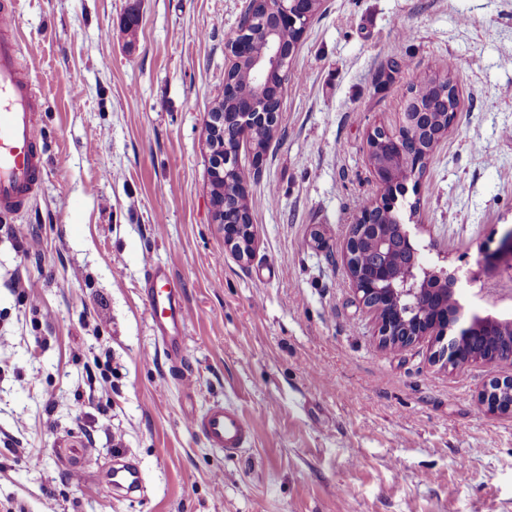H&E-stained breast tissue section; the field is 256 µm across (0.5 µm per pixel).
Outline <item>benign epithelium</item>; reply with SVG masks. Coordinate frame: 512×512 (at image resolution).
Segmentation results:
<instances>
[{"mask_svg":"<svg viewBox=\"0 0 512 512\" xmlns=\"http://www.w3.org/2000/svg\"><path fill=\"white\" fill-rule=\"evenodd\" d=\"M266 4V20L255 27L251 14L243 13L237 24L236 38L228 43L225 72H230L240 62L249 44L262 40L269 42L282 27L307 30L314 21L317 10L305 7L304 0H262ZM296 49L288 50L280 45L269 48L270 67L283 69L292 59ZM267 72H254L255 82L260 84L254 98L239 104L235 118L233 138L224 132V113L209 112L205 119V133L209 149L208 181L224 182V196L244 202L249 198L248 181H235L228 176L236 168L237 156L243 144L254 141L257 131L268 124L278 125L281 107L267 112L264 106L282 101V91L273 92L264 86ZM425 116L422 106L414 95L404 100L398 126L388 130L381 126L371 129L368 135V155L380 195L363 206L356 214L344 252L352 287L359 303L375 318L377 338L383 347H409L421 340L433 337L440 344L435 356L458 367L471 363L486 366L509 364L512 366V343L507 347H492L485 356H477L472 346L479 340L481 330L496 323L495 317L478 315L467 322H460V306L454 313L431 311L424 305L428 297L442 298L444 282L454 286L457 278L444 269L430 268L418 260L419 251L405 225H398V235L390 238L385 225L378 223V216L393 211L391 189L396 164H404L421 174L434 149L451 132L456 113L448 112L447 125L435 135L423 153L404 156L398 134L406 132L410 137L420 132L419 121ZM243 211L224 209V245L240 258L252 255L255 240L254 224L242 219ZM369 244L372 258L363 264L357 256L363 244ZM467 282L480 295L498 292L496 286L512 283V226L502 234L497 248L479 251L475 266L469 271ZM458 325L456 336L446 339L447 331ZM479 402L492 413H512V376L494 379L479 395Z\"/></svg>","mask_w":512,"mask_h":512,"instance_id":"benign-epithelium-1","label":"benign epithelium"}]
</instances>
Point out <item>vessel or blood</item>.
<instances>
[{"label": "vessel or blood", "instance_id": "b4317fda", "mask_svg": "<svg viewBox=\"0 0 512 512\" xmlns=\"http://www.w3.org/2000/svg\"><path fill=\"white\" fill-rule=\"evenodd\" d=\"M20 36L12 10L0 11V213H12L36 195L43 168L37 136L38 96L18 59ZM147 304L151 329L164 351L181 359L187 346L190 312L171 275L162 266L148 268ZM208 442L231 452L250 441V425L234 409L212 405L195 421ZM113 492L128 496L142 491L144 479L134 464L113 466L106 479Z\"/></svg>", "mask_w": 512, "mask_h": 512}]
</instances>
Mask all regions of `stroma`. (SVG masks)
I'll return each mask as SVG.
<instances>
[{
  "label": "stroma",
  "mask_w": 512,
  "mask_h": 512,
  "mask_svg": "<svg viewBox=\"0 0 512 512\" xmlns=\"http://www.w3.org/2000/svg\"><path fill=\"white\" fill-rule=\"evenodd\" d=\"M14 4L45 166L0 217V512H512V414L478 401L512 368L380 347L344 259L379 194L368 132L452 59L455 124L395 208L458 278L462 319H512L465 282L512 226V0H324L250 182L244 259L212 220L204 122L248 0ZM153 263L191 312L178 367L150 332ZM216 402L252 426L238 455L192 423ZM120 455L143 493L107 487Z\"/></svg>",
  "instance_id": "obj_1"
}]
</instances>
